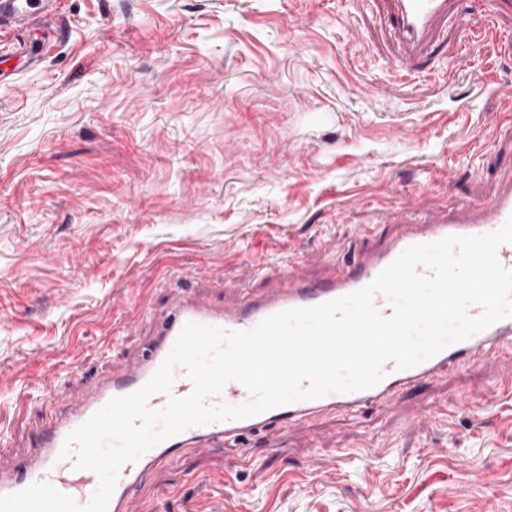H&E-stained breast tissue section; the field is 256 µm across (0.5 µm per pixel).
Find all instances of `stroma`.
Masks as SVG:
<instances>
[{
	"mask_svg": "<svg viewBox=\"0 0 512 512\" xmlns=\"http://www.w3.org/2000/svg\"><path fill=\"white\" fill-rule=\"evenodd\" d=\"M384 0H62L69 36L0 79V416L36 452L42 397L147 344L141 306L214 304L293 271L330 275L420 213L490 197L512 174V12L461 4L430 63L400 64ZM512 364L453 366L391 409L328 412L278 451L252 436L188 450L145 512H512V407L482 398ZM21 391L37 401L14 409ZM376 458L312 472L357 445Z\"/></svg>",
	"mask_w": 512,
	"mask_h": 512,
	"instance_id": "obj_1",
	"label": "stroma"
}]
</instances>
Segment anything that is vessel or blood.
Returning <instances> with one entry per match:
<instances>
[{
    "instance_id": "1",
    "label": "vessel or blood",
    "mask_w": 512,
    "mask_h": 512,
    "mask_svg": "<svg viewBox=\"0 0 512 512\" xmlns=\"http://www.w3.org/2000/svg\"><path fill=\"white\" fill-rule=\"evenodd\" d=\"M57 3L58 0H0V26H11L28 36L26 42L19 44L18 54L36 60L66 39V29L51 21L57 12ZM459 3L460 0H387L390 36L403 52V64H415L431 56L437 28L447 22ZM416 211L414 203H406L396 218L401 230L395 238L382 249L358 252L325 279L311 280L297 273L279 287L243 292L230 305H216L179 294L173 296L162 311L144 308L143 315L153 326L149 343L121 371L105 380L92 385L68 384L66 392L49 405V416L39 435L40 454L10 473L0 472V495L45 482L70 495L78 505H86L97 488L98 478L91 471L74 469L72 460L60 459L66 437L112 398L141 388L169 354L187 323L249 330L278 312L318 305L363 288L409 246L432 243L447 236L496 231L512 217V177L500 181L492 195L480 204H466L454 213H438L427 218L417 217ZM481 355L512 360V318L503 319L468 340L447 347L415 367L398 370L393 363H385L384 379L371 389L299 401L248 419L188 428L122 468L108 512H140V487L145 477L156 467L179 464L186 449L235 444L240 446L241 459L247 464L252 462L253 455L251 449L241 445L245 436L271 426L284 431L329 410L353 414L372 403L391 406L398 393L423 386L448 365ZM175 374L170 394L153 395L148 401L150 409H163L169 396L183 397L191 392L192 383L184 369H176ZM248 398L244 386L231 381L221 394L210 397L209 402L236 406Z\"/></svg>"
}]
</instances>
